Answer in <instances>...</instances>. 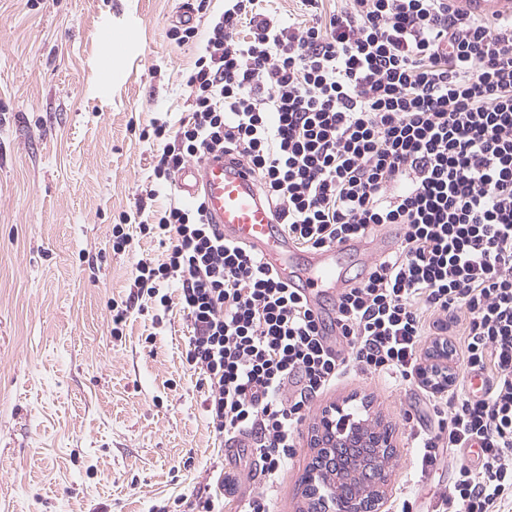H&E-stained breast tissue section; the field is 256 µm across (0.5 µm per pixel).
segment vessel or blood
Returning <instances> with one entry per match:
<instances>
[{"instance_id":"1","label":"vessel or blood","mask_w":512,"mask_h":512,"mask_svg":"<svg viewBox=\"0 0 512 512\" xmlns=\"http://www.w3.org/2000/svg\"><path fill=\"white\" fill-rule=\"evenodd\" d=\"M450 10L475 17L512 14V0H448ZM177 186L184 199L204 196L211 223L225 239L250 246L281 279L298 286L307 297L341 283L339 257L351 243L313 252L300 251L278 226L274 209L261 197L256 175L238 161L208 156L185 165Z\"/></svg>"}]
</instances>
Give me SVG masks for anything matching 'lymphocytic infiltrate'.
<instances>
[{
  "mask_svg": "<svg viewBox=\"0 0 512 512\" xmlns=\"http://www.w3.org/2000/svg\"><path fill=\"white\" fill-rule=\"evenodd\" d=\"M298 27L262 0H228L194 44L190 114L152 119L151 181L167 188L205 154L237 157L298 248L400 229L396 250L337 297L331 319L250 248L226 241L203 200L170 197L122 213L159 239L162 262L139 261L138 294L179 306L191 329L217 437L249 449L264 492L239 512H271L270 487L291 460L302 422L345 375L419 381L431 336H451L467 370L446 393L424 390L433 424L411 435L421 472L473 449L433 512H502L512 500V15L451 11L448 0H346ZM173 284L177 296L163 291ZM481 376L473 391L469 375Z\"/></svg>",
  "mask_w": 512,
  "mask_h": 512,
  "instance_id": "f902f5d3",
  "label": "lymphocytic infiltrate"
}]
</instances>
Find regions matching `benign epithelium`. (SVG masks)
<instances>
[{
  "label": "benign epithelium",
  "mask_w": 512,
  "mask_h": 512,
  "mask_svg": "<svg viewBox=\"0 0 512 512\" xmlns=\"http://www.w3.org/2000/svg\"><path fill=\"white\" fill-rule=\"evenodd\" d=\"M436 360L435 369L426 370L425 377L434 389L442 392L448 389L453 372L444 364L446 356H438ZM389 445L388 431L380 422L356 418L345 413L344 407L339 405L330 406L322 413L311 434L313 457L322 462V466L309 474L310 480L323 481L335 476L332 459L338 448L353 452L357 448H386ZM386 482L385 468L380 467L373 472L371 483L361 481L350 487L346 493L349 512H365L369 501L377 507L384 506L388 500Z\"/></svg>",
  "instance_id": "obj_1"
}]
</instances>
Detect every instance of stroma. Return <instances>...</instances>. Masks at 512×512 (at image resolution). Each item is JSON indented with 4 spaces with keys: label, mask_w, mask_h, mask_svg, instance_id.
<instances>
[{
    "label": "stroma",
    "mask_w": 512,
    "mask_h": 512,
    "mask_svg": "<svg viewBox=\"0 0 512 512\" xmlns=\"http://www.w3.org/2000/svg\"><path fill=\"white\" fill-rule=\"evenodd\" d=\"M181 2L0 0V512H185L218 468L238 475L224 512L263 489L208 424L182 313L145 298L112 333L137 262L165 256L139 235L114 253L112 226L167 202L144 199L151 147L137 131L187 114L196 51L169 37ZM107 28L125 42L105 56ZM419 398L381 376L343 378L303 422L274 512H304L312 429L343 402L392 432L384 512L403 492L427 512L457 458L417 472L410 432L430 421Z\"/></svg>",
    "instance_id": "35a3bbf8"
}]
</instances>
